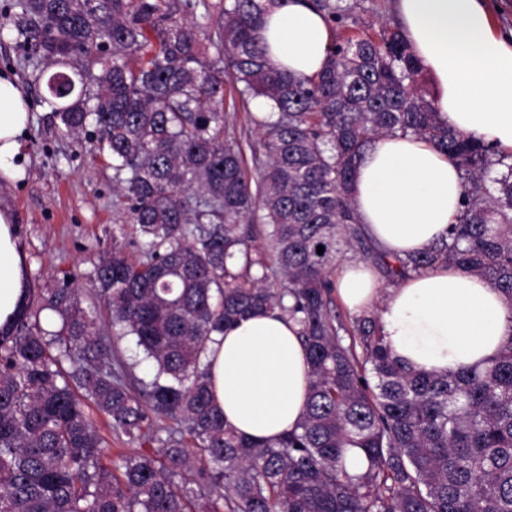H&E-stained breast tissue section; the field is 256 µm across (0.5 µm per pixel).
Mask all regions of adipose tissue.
<instances>
[{"label": "adipose tissue", "instance_id": "obj_1", "mask_svg": "<svg viewBox=\"0 0 512 512\" xmlns=\"http://www.w3.org/2000/svg\"><path fill=\"white\" fill-rule=\"evenodd\" d=\"M402 32L433 75L442 120L512 151V32L502 33L486 0H395ZM269 63L299 77L329 59L332 32L309 0H266L261 31ZM30 101L16 80L0 76V174L12 163L29 123ZM456 166L413 137L374 139L352 190L367 237L390 256L418 254L447 238L460 210ZM27 286L9 210L0 208V330L19 313ZM342 303L375 311L392 354L407 366L448 372L484 368L512 328V303L482 278L445 265L384 289L364 263L337 275ZM213 399L239 434L272 440L292 430L308 394L309 364L297 325L279 311L245 317L208 346Z\"/></svg>", "mask_w": 512, "mask_h": 512}]
</instances>
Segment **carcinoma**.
Instances as JSON below:
<instances>
[{
  "label": "carcinoma",
  "instance_id": "cac0c4a2",
  "mask_svg": "<svg viewBox=\"0 0 512 512\" xmlns=\"http://www.w3.org/2000/svg\"><path fill=\"white\" fill-rule=\"evenodd\" d=\"M183 6L13 0L0 12L47 76L59 135L94 126L140 251L98 258L86 308L72 279L27 288L0 333V512H512V333L482 370L409 369L369 312L345 343L330 298L345 245L389 280L448 264L512 300V152L440 118L398 28L335 42L324 70L301 78L267 62L262 0H224L212 34ZM226 75L242 104H266L250 115L263 149L252 170L224 132ZM384 135L430 142L464 180L448 240L395 263L351 198L365 147ZM275 309L300 327L309 395L292 431L249 440L212 403L208 343ZM126 336L154 365L141 387L116 346ZM92 410L135 445L114 472ZM350 448L364 471L347 469Z\"/></svg>",
  "mask_w": 512,
  "mask_h": 512
}]
</instances>
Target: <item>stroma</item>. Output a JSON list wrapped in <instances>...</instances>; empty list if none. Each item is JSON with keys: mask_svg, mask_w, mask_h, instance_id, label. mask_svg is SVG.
I'll use <instances>...</instances> for the list:
<instances>
[{"mask_svg": "<svg viewBox=\"0 0 512 512\" xmlns=\"http://www.w3.org/2000/svg\"><path fill=\"white\" fill-rule=\"evenodd\" d=\"M353 11L345 24L333 27L335 37L375 36L396 26L393 0H348ZM17 77L32 103L33 121L21 137L14 159L23 168L20 179L0 176V205L15 218L25 255L26 280L47 288L63 276L73 277L82 303L94 296L93 267L100 254L119 248L137 256L135 231L114 236L126 221V204L113 190L109 159L92 152L88 140L60 136L42 86L27 68L24 50L9 31L0 32V72Z\"/></svg>", "mask_w": 512, "mask_h": 512, "instance_id": "1", "label": "stroma"}]
</instances>
